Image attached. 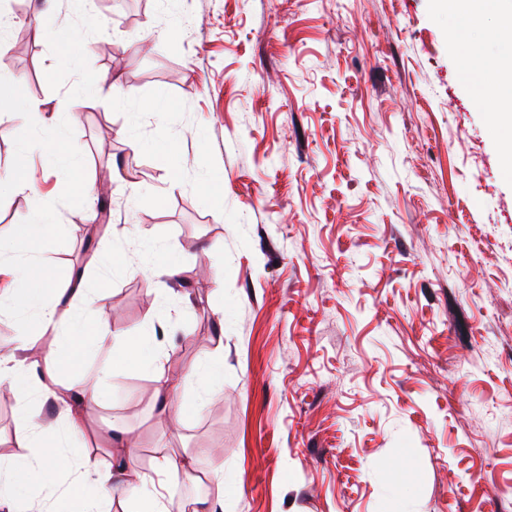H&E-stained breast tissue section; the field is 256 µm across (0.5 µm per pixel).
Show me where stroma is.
Instances as JSON below:
<instances>
[{"instance_id": "stroma-1", "label": "stroma", "mask_w": 512, "mask_h": 512, "mask_svg": "<svg viewBox=\"0 0 512 512\" xmlns=\"http://www.w3.org/2000/svg\"><path fill=\"white\" fill-rule=\"evenodd\" d=\"M0 10L41 111L96 79L67 135L86 175L118 171L107 219L50 173L0 192V227L47 207L64 227L49 261L106 287L113 329L153 336L176 374L211 363L220 378L188 382L171 429L135 361L99 380L111 348L62 372L99 392L85 439L100 465L117 430L135 440L130 469L159 448L195 457L205 482L169 486L171 512L212 498L224 512H512V178L433 0ZM15 96L0 91V174L35 130ZM155 248L180 256L176 278L146 271ZM108 255L110 274L91 263Z\"/></svg>"}]
</instances>
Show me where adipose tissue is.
<instances>
[{
    "label": "adipose tissue",
    "mask_w": 512,
    "mask_h": 512,
    "mask_svg": "<svg viewBox=\"0 0 512 512\" xmlns=\"http://www.w3.org/2000/svg\"><path fill=\"white\" fill-rule=\"evenodd\" d=\"M435 2L438 14L462 22L454 32L461 49L459 61L471 71L474 97L500 116L503 167L512 174V119L501 114L503 105L512 102V5L505 0ZM477 32L497 47L491 69L471 66L470 40ZM42 128L55 145L53 155L71 197L82 203L94 200L97 183L83 176L82 151L63 135L59 117H52ZM61 230V225L36 216L0 231V280L5 283L0 290V311L9 310L19 325L11 341L0 343V390L9 391L19 405L14 440L17 447L29 451L21 459H0V512H19V502L32 501L34 491L56 487L61 476L71 472L78 478L67 492L70 512H112L119 492L128 501V512H169L161 488L176 483L184 465L167 449H158L151 472L135 474L120 461L101 471L89 451L73 459L59 449L60 438L83 435L85 416L97 402L94 388L61 383L60 373L94 347L112 344L123 357L132 354L130 336L113 330L104 319L106 295L90 291L83 276L58 278L44 262V253L53 248ZM36 330L66 332L70 344L64 351L35 357L32 333ZM149 370L162 397L161 413L167 424H175L185 410L180 388L173 385L162 356L154 357ZM40 397L66 405L65 431L35 423L31 403Z\"/></svg>",
    "instance_id": "ef3b65f1"
}]
</instances>
